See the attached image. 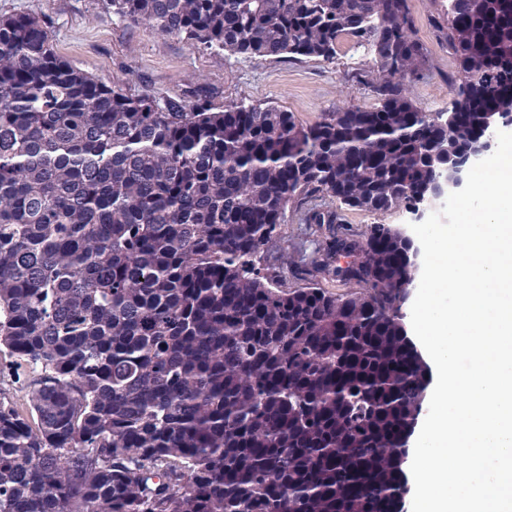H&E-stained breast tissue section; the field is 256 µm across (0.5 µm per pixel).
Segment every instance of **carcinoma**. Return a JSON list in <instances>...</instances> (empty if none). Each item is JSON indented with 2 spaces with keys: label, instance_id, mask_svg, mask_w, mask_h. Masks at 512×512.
<instances>
[{
  "label": "carcinoma",
  "instance_id": "obj_1",
  "mask_svg": "<svg viewBox=\"0 0 512 512\" xmlns=\"http://www.w3.org/2000/svg\"><path fill=\"white\" fill-rule=\"evenodd\" d=\"M193 47L331 62L370 46L373 109L311 124L274 106L133 95L0 17V512H396L429 372L402 307L408 244L344 211L416 206L512 115V0H448L452 108L409 0H105ZM325 228L318 269L361 292H284L260 267L288 208ZM355 247L352 276L331 266ZM414 17L412 37L426 49L428 62L423 76L405 79L412 103L426 113L446 112L454 97L452 83L458 64L448 41V0H410ZM19 372L20 375L11 371L0 375V389L2 397L21 405L25 403L24 383L27 378V371L20 370Z\"/></svg>",
  "mask_w": 512,
  "mask_h": 512
}]
</instances>
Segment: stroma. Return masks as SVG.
I'll return each mask as SVG.
<instances>
[{"instance_id":"obj_1","label":"stroma","mask_w":512,"mask_h":512,"mask_svg":"<svg viewBox=\"0 0 512 512\" xmlns=\"http://www.w3.org/2000/svg\"><path fill=\"white\" fill-rule=\"evenodd\" d=\"M413 37L427 50L422 76L407 78L408 96L426 113L448 111L458 64L448 41V0H410ZM29 13L44 24L59 56L74 68L157 99L206 97L215 108L225 102L268 104L294 113L304 124L339 107H376L366 81L373 67L370 51L357 39L342 37L333 62L244 60L217 55L181 38L118 20L102 0H0V16ZM324 232L300 223L289 212L276 244L263 254L281 290L319 283L334 293H354L355 282L314 272Z\"/></svg>"}]
</instances>
